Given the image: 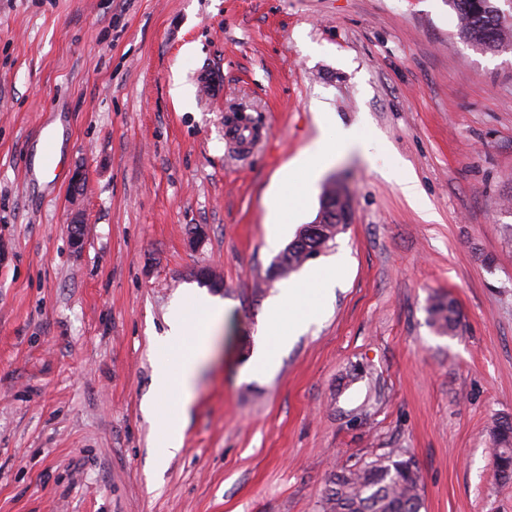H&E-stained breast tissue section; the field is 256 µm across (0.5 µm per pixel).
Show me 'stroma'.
Returning <instances> with one entry per match:
<instances>
[{
	"instance_id": "1",
	"label": "stroma",
	"mask_w": 512,
	"mask_h": 512,
	"mask_svg": "<svg viewBox=\"0 0 512 512\" xmlns=\"http://www.w3.org/2000/svg\"><path fill=\"white\" fill-rule=\"evenodd\" d=\"M320 105L371 155L342 154L280 243L340 180L352 222L305 269L343 277L253 374L271 297L304 276L270 278L268 222ZM232 112L260 133L248 155ZM48 130L61 174L32 186ZM0 247V512H318L335 472L393 449L423 512H512L489 436L512 419V44L461 38L448 0H0ZM191 289L224 320L159 469L155 339ZM433 295L456 335L429 326ZM379 173L383 178L388 181L396 180L402 185V190L405 197L409 200H415L419 195V185L416 179L404 171L398 164L393 163L392 165L382 168ZM428 322L436 333L454 335L459 325V315L454 303L441 298H432L427 307Z\"/></svg>"
}]
</instances>
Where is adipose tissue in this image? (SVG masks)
<instances>
[{
  "label": "adipose tissue",
  "mask_w": 512,
  "mask_h": 512,
  "mask_svg": "<svg viewBox=\"0 0 512 512\" xmlns=\"http://www.w3.org/2000/svg\"><path fill=\"white\" fill-rule=\"evenodd\" d=\"M365 148L364 138L353 129L342 130L334 141L319 139L292 168L300 180L289 187V205H296L338 156ZM341 278L342 272L336 268L314 271L304 280L281 289L266 310L263 322L265 341L253 356L255 369H274L280 349L303 331ZM188 300L195 306V313H188L183 307L173 311L166 320L168 330L161 338L162 347L177 356L178 365L173 368L165 363L159 364L154 374L158 388L174 392L176 396L175 423L158 450L163 458L174 456L182 448L183 428L197 396V375L207 356L209 338L224 314L220 305L204 296L193 293Z\"/></svg>",
  "instance_id": "obj_1"
}]
</instances>
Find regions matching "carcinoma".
<instances>
[{
	"label": "carcinoma",
	"mask_w": 512,
	"mask_h": 512,
	"mask_svg": "<svg viewBox=\"0 0 512 512\" xmlns=\"http://www.w3.org/2000/svg\"><path fill=\"white\" fill-rule=\"evenodd\" d=\"M505 2L509 4L507 9L502 8L500 0H448V5L460 20L461 36L494 50L512 41V0ZM338 196L336 184L324 187L322 199L328 202L329 212L319 239L325 249L346 229L337 215L345 207ZM281 256L286 258L283 272L288 274L306 262L304 252L291 246ZM427 314L436 333H456L459 315L453 302L433 298ZM491 436L496 447L495 461L512 463V421H497ZM319 508L320 512H421L424 499L419 468L413 458L394 450L382 458L344 468L322 496Z\"/></svg>",
	"instance_id": "carcinoma-1"
}]
</instances>
